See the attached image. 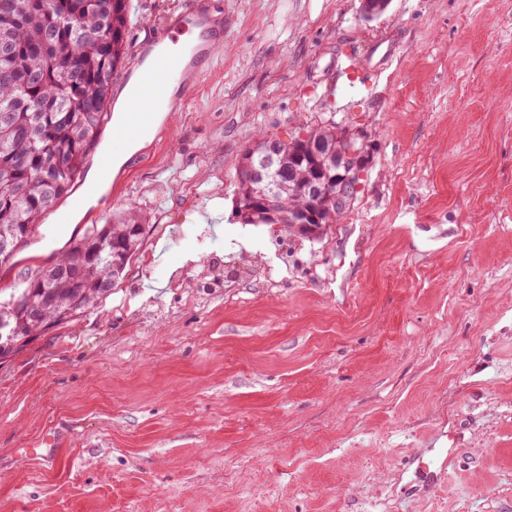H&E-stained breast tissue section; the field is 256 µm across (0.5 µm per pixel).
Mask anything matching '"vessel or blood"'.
Instances as JSON below:
<instances>
[{
    "label": "vessel or blood",
    "mask_w": 512,
    "mask_h": 512,
    "mask_svg": "<svg viewBox=\"0 0 512 512\" xmlns=\"http://www.w3.org/2000/svg\"><path fill=\"white\" fill-rule=\"evenodd\" d=\"M221 43V38L211 30L209 15L199 8L196 0H187L177 23L157 32L151 44L144 49L138 68L127 73L120 82V89L126 90L134 109L115 128V136H137L157 113L156 102L160 97L156 83L158 72L184 67L202 70ZM59 445L60 431L55 428L41 448H24L20 455L24 458L34 455L49 462L55 458Z\"/></svg>",
    "instance_id": "1"
}]
</instances>
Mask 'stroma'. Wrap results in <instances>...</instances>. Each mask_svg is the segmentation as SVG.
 <instances>
[{
  "label": "stroma",
  "mask_w": 512,
  "mask_h": 512,
  "mask_svg": "<svg viewBox=\"0 0 512 512\" xmlns=\"http://www.w3.org/2000/svg\"><path fill=\"white\" fill-rule=\"evenodd\" d=\"M203 2L222 45L100 184L142 248L0 364V512H512V0ZM185 3L129 0L128 62ZM331 123L372 149L341 220L241 223L246 147ZM59 420L53 462L19 459Z\"/></svg>",
  "instance_id": "1"
}]
</instances>
